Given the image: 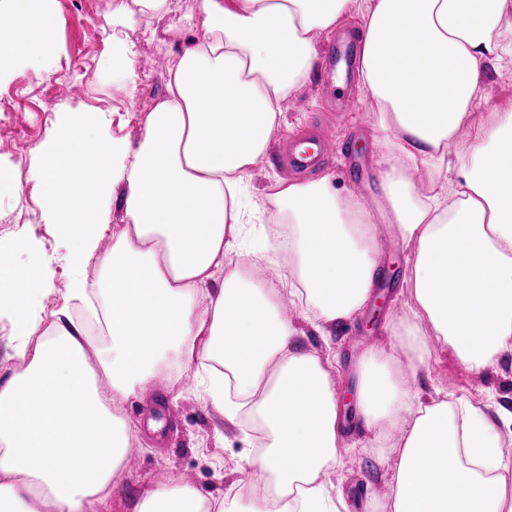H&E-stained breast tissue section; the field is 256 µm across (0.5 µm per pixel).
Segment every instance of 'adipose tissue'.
<instances>
[{
  "instance_id": "adipose-tissue-1",
  "label": "adipose tissue",
  "mask_w": 512,
  "mask_h": 512,
  "mask_svg": "<svg viewBox=\"0 0 512 512\" xmlns=\"http://www.w3.org/2000/svg\"><path fill=\"white\" fill-rule=\"evenodd\" d=\"M5 2L0 80L18 61L50 65L56 27L49 0ZM197 9L201 34L171 60L137 146L102 134L101 117L78 105L42 152L36 180L67 241L69 297L110 343L92 363L82 324H44L40 301L53 285L41 253L31 270L0 268V320L25 364L0 386V512H97L138 433L121 403L164 369L178 386L199 356L215 365L212 402L250 432L253 462L279 497L244 508L158 485L132 512H339L320 480L348 450L336 357L301 345L279 308L294 296L321 330L361 317L380 276L382 224L411 251L401 277L410 303L385 322L392 345L358 358L354 405L373 447L396 451L389 512H512L500 430L512 413L409 388L442 352L477 372L512 353V105L469 126L491 66L512 54V0H197ZM354 11L359 81L384 150L379 205L328 174L275 179L268 199L288 226L292 262L267 281L258 261L235 258L261 213L247 177L315 71L320 37ZM116 197L127 224L103 254ZM94 262L102 275L91 282L83 271Z\"/></svg>"
}]
</instances>
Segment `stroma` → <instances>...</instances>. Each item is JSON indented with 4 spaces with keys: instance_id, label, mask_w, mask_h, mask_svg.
<instances>
[{
    "instance_id": "35a3bbf8",
    "label": "stroma",
    "mask_w": 512,
    "mask_h": 512,
    "mask_svg": "<svg viewBox=\"0 0 512 512\" xmlns=\"http://www.w3.org/2000/svg\"><path fill=\"white\" fill-rule=\"evenodd\" d=\"M101 16L93 18L81 0H53L57 27L55 53L50 66L29 63L0 83V101H8L14 115L11 126L0 128V167L22 176L19 192H0V262L19 269L29 261L26 245L17 239L28 228L32 244L51 257L49 266L54 291L41 303L45 315L68 306L67 288L72 270L67 264L66 241L56 224L43 218V202L30 174L40 162L41 151L55 133L63 107L82 105L85 111L105 117L109 137L128 144L140 140L148 113L164 98L168 65L201 31L202 18L196 0H170V11L162 17L142 12L137 0H100ZM122 16L121 28L133 61L150 60V68L135 69L132 81H124L112 69V18ZM486 101L478 105L473 123H481L490 107L512 101V56H503L486 81ZM372 109L356 74L334 83L324 66H317L311 79L299 88L288 103L279 132L274 136L261 163L248 177L251 195L262 198L271 177H288L282 149L291 140L318 127L329 135L335 149L319 173H331L341 188L360 179L365 192H372L377 180L374 164L378 156L371 125ZM264 217L256 224L254 247L266 249L271 258L261 270L266 280L276 279L289 262L274 244L276 210L262 205ZM301 342L317 350L336 349L340 364L351 362L360 351L376 344L388 346L392 338L382 321L366 319L328 328L320 332L301 322ZM475 401H493L512 411V356L496 368L482 373L471 371L451 353H442L438 362L420 369L411 385L413 392L433 394L435 388ZM164 402L166 433L162 439L142 434L128 450L136 460L113 488L102 512H131L130 504L146 486L173 481L196 487L202 494L233 498L240 489L257 487L258 468L251 466L254 450L238 427L228 422L222 411L203 392L195 374H187L181 387H162L153 395L130 399L125 413L130 421L142 423L155 402ZM354 466L349 473L330 470L322 479L331 495L345 501L348 512H367V497L384 498L395 465L394 459L378 461L366 435L356 434Z\"/></svg>"
}]
</instances>
